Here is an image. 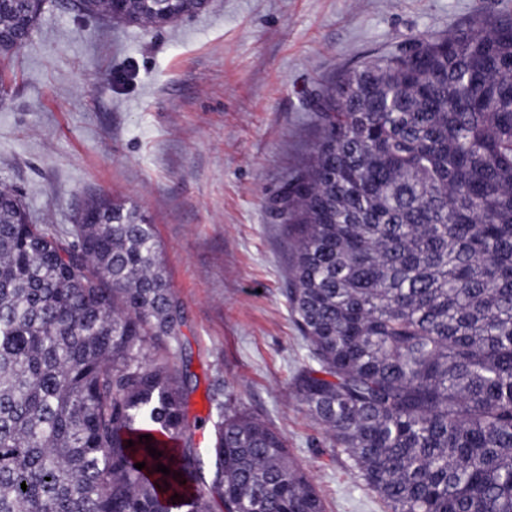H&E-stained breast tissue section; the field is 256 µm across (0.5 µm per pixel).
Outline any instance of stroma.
<instances>
[{
  "mask_svg": "<svg viewBox=\"0 0 512 512\" xmlns=\"http://www.w3.org/2000/svg\"><path fill=\"white\" fill-rule=\"evenodd\" d=\"M512 0H210L161 27L49 0L0 62V184L34 223L66 227L105 194L154 224L198 379L271 423L327 512H382L296 396L307 349L288 309L293 241L275 212L321 137L316 102L409 36L441 37Z\"/></svg>",
  "mask_w": 512,
  "mask_h": 512,
  "instance_id": "stroma-1",
  "label": "stroma"
}]
</instances>
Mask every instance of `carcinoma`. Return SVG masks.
<instances>
[{
  "label": "carcinoma",
  "instance_id": "cac0c4a2",
  "mask_svg": "<svg viewBox=\"0 0 512 512\" xmlns=\"http://www.w3.org/2000/svg\"><path fill=\"white\" fill-rule=\"evenodd\" d=\"M39 16L11 0L0 24ZM317 108L279 197L297 396L386 512H512V17L410 38ZM183 324L136 208L32 224L0 186V512H326L233 399L207 395L196 446Z\"/></svg>",
  "mask_w": 512,
  "mask_h": 512
}]
</instances>
